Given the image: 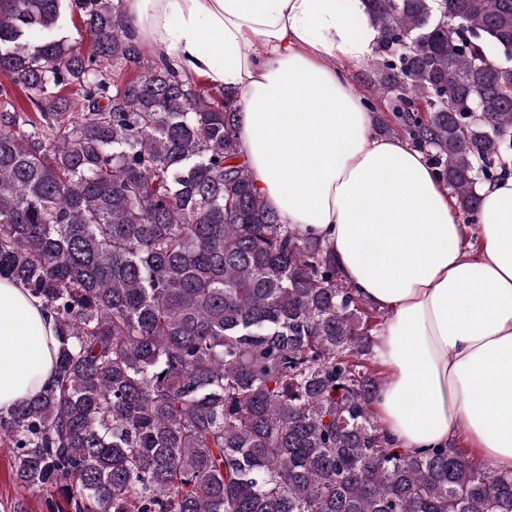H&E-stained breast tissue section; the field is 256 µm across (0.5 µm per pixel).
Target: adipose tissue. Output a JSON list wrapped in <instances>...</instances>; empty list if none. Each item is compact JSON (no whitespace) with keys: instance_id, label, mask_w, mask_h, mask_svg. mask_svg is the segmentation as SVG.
Instances as JSON below:
<instances>
[{"instance_id":"ef3b65f1","label":"adipose tissue","mask_w":512,"mask_h":512,"mask_svg":"<svg viewBox=\"0 0 512 512\" xmlns=\"http://www.w3.org/2000/svg\"><path fill=\"white\" fill-rule=\"evenodd\" d=\"M135 42L240 93L252 181L282 223L325 241L389 320L375 405L395 447L454 442L512 471V177L484 186L475 242L424 154L373 134L339 70L375 50L362 0H124ZM256 52H246V45ZM53 317L0 277V410L53 376Z\"/></svg>"}]
</instances>
